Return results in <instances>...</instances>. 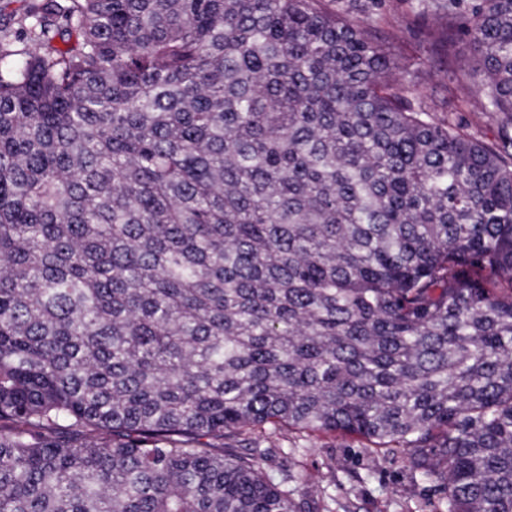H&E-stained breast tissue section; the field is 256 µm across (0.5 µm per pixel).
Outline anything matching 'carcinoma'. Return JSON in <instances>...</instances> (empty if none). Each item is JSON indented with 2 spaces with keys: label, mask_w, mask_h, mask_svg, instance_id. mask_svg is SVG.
<instances>
[{
  "label": "carcinoma",
  "mask_w": 512,
  "mask_h": 512,
  "mask_svg": "<svg viewBox=\"0 0 512 512\" xmlns=\"http://www.w3.org/2000/svg\"><path fill=\"white\" fill-rule=\"evenodd\" d=\"M455 2L430 37L469 38L494 141L322 0H31L0 42V512H303L284 428L512 512V0Z\"/></svg>",
  "instance_id": "1"
}]
</instances>
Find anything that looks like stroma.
Listing matches in <instances>:
<instances>
[{"label":"stroma","mask_w":512,"mask_h":512,"mask_svg":"<svg viewBox=\"0 0 512 512\" xmlns=\"http://www.w3.org/2000/svg\"><path fill=\"white\" fill-rule=\"evenodd\" d=\"M443 0H354L353 20L372 21L378 37L393 54L399 82L414 83V107L436 118L460 119L465 131L480 139L493 138L496 121L475 102L468 85L446 75L449 59L469 58L471 45L457 39L451 52L432 45L429 35L440 22ZM277 471L294 475L295 496L307 500L306 512H440L446 497L437 482L412 473L402 459H389L383 449L312 432H283ZM335 471H328V459Z\"/></svg>","instance_id":"obj_1"}]
</instances>
